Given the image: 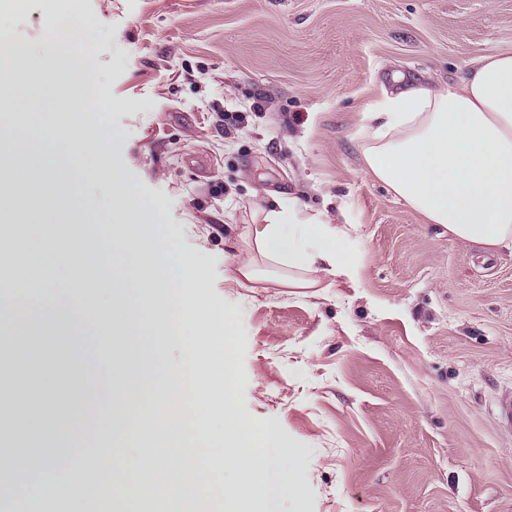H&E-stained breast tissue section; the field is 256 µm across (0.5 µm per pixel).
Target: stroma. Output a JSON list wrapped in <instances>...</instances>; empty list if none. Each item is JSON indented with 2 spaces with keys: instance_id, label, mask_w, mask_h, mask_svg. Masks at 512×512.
<instances>
[{
  "instance_id": "1",
  "label": "stroma",
  "mask_w": 512,
  "mask_h": 512,
  "mask_svg": "<svg viewBox=\"0 0 512 512\" xmlns=\"http://www.w3.org/2000/svg\"><path fill=\"white\" fill-rule=\"evenodd\" d=\"M0 21L40 63L79 33L118 173L195 262L199 308L231 322L233 404L293 455L287 484L264 504L238 494L240 512H512V430L498 421L512 397V250L450 236L365 177L358 134L395 77L444 86L512 47V0H0ZM275 192L349 228L359 283L239 286L246 228ZM112 194L110 177L86 183L57 215L92 266ZM127 346L130 384L154 399L134 453L163 483L175 406L152 346ZM111 377L93 372L66 467L35 470L22 512H40L48 485L70 512H140L88 435Z\"/></svg>"
}]
</instances>
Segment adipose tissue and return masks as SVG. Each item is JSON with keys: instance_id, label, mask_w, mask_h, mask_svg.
I'll return each mask as SVG.
<instances>
[{"instance_id": "ef3b65f1", "label": "adipose tissue", "mask_w": 512, "mask_h": 512, "mask_svg": "<svg viewBox=\"0 0 512 512\" xmlns=\"http://www.w3.org/2000/svg\"><path fill=\"white\" fill-rule=\"evenodd\" d=\"M363 136L365 173L386 184L400 199L429 222L447 227L454 237L486 247L512 245V48H501L477 59L458 82L441 88L414 84L383 91L365 115ZM121 205L132 208L136 233L111 237L119 265L103 263V272L116 297H133L141 307L135 322L125 325L129 335L150 334L157 347L184 352L179 367L165 374L167 385L181 403L184 420L177 453L191 456L203 471L206 429L196 426V411L208 409L224 423L232 447L225 468L236 471L238 482L253 497L265 499L270 486L284 481L288 452L277 446L270 426L238 418L231 402L232 363L228 330L223 317H199L190 293L201 287L193 264L164 246L161 226L152 207L129 187L120 189ZM346 233L320 215L307 213L299 199L275 196L272 209L253 225L250 239L259 256L290 268L313 269L358 281L359 267L341 248ZM104 280L82 279L75 290L86 306H93ZM25 335L20 353L50 355L56 386L51 407L73 409L82 394L83 379L92 360L111 362L114 336L86 352L73 340L67 299L59 298L51 311L34 305L20 320ZM106 445L144 438L154 429L152 402L139 388L115 382Z\"/></svg>"}]
</instances>
